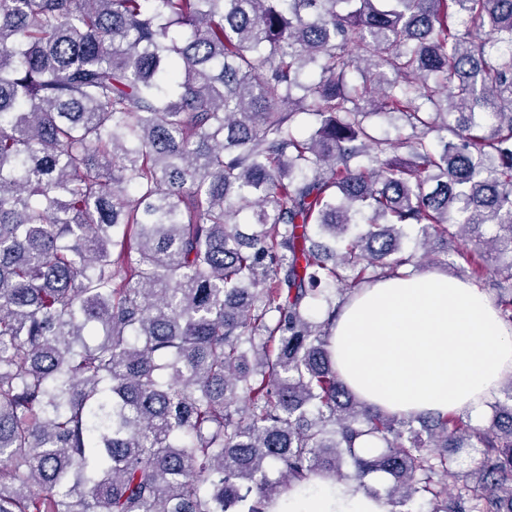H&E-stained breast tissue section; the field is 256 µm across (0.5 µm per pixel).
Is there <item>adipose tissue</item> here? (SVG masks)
<instances>
[{
	"mask_svg": "<svg viewBox=\"0 0 512 512\" xmlns=\"http://www.w3.org/2000/svg\"><path fill=\"white\" fill-rule=\"evenodd\" d=\"M331 351L345 384L367 403L406 415H480L512 376V326L488 296L445 274L384 278L342 307ZM273 512H388L348 482H315Z\"/></svg>",
	"mask_w": 512,
	"mask_h": 512,
	"instance_id": "ef3b65f1",
	"label": "adipose tissue"
}]
</instances>
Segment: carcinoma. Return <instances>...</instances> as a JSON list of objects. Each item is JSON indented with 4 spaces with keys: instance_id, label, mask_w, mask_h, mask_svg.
<instances>
[{
    "instance_id": "cac0c4a2",
    "label": "carcinoma",
    "mask_w": 512,
    "mask_h": 512,
    "mask_svg": "<svg viewBox=\"0 0 512 512\" xmlns=\"http://www.w3.org/2000/svg\"><path fill=\"white\" fill-rule=\"evenodd\" d=\"M434 240L512 325V0H0V512H512V377L480 427L336 371ZM368 484L386 498L383 496L386 480L381 484L368 481ZM383 498L356 490L352 483L317 481L306 491L289 492L288 498H281L272 512H387L389 506Z\"/></svg>"
}]
</instances>
